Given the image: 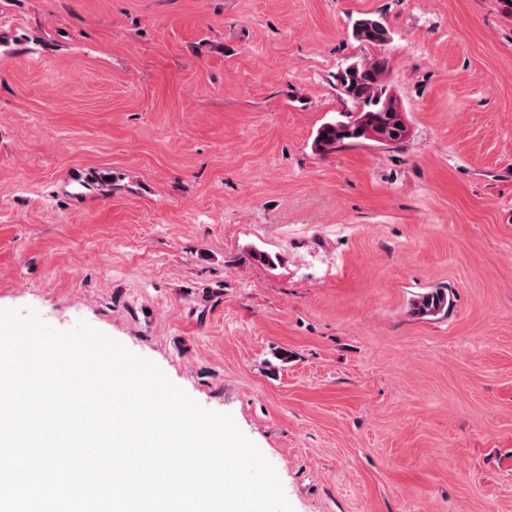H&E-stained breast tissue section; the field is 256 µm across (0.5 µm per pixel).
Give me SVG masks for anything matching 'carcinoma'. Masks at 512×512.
<instances>
[{
	"label": "carcinoma",
	"mask_w": 512,
	"mask_h": 512,
	"mask_svg": "<svg viewBox=\"0 0 512 512\" xmlns=\"http://www.w3.org/2000/svg\"><path fill=\"white\" fill-rule=\"evenodd\" d=\"M352 37L378 49L391 40L392 33L383 18L365 14L354 22ZM388 72V58L378 53L355 60L336 74L342 95L362 106V110L345 112L323 123L312 142L316 153L328 155L348 142L361 140L393 144L407 136L404 113L394 107L393 96L385 88ZM450 306L448 288L436 287L416 296L411 303V313L420 317L446 315Z\"/></svg>",
	"instance_id": "1"
}]
</instances>
